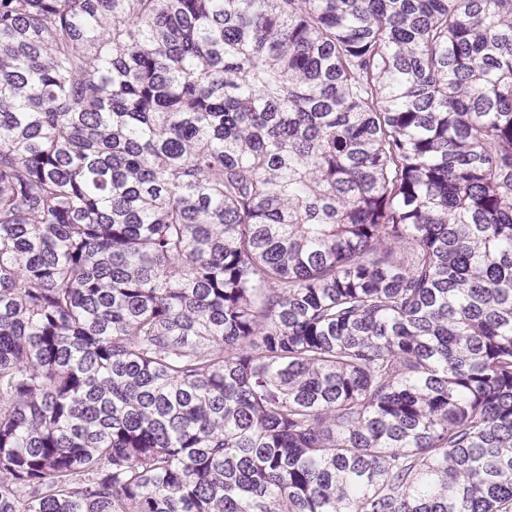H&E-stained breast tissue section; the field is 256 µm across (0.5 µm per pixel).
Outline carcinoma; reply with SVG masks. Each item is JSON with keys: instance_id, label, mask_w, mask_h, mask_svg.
Instances as JSON below:
<instances>
[{"instance_id": "1", "label": "carcinoma", "mask_w": 512, "mask_h": 512, "mask_svg": "<svg viewBox=\"0 0 512 512\" xmlns=\"http://www.w3.org/2000/svg\"><path fill=\"white\" fill-rule=\"evenodd\" d=\"M0 512H512V0H0Z\"/></svg>"}]
</instances>
